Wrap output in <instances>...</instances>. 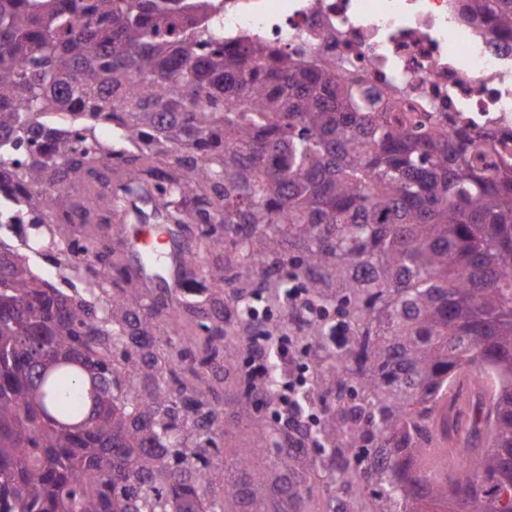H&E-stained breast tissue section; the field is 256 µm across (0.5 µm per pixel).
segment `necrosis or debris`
<instances>
[{
  "instance_id": "4bbe7bcc",
  "label": "necrosis or debris",
  "mask_w": 512,
  "mask_h": 512,
  "mask_svg": "<svg viewBox=\"0 0 512 512\" xmlns=\"http://www.w3.org/2000/svg\"><path fill=\"white\" fill-rule=\"evenodd\" d=\"M459 0H224L225 34L303 48L419 119L512 159V40L466 23Z\"/></svg>"
}]
</instances>
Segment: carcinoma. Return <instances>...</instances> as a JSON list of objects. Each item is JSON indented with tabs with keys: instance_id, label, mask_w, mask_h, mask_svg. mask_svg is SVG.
Here are the masks:
<instances>
[{
	"instance_id": "cac0c4a2",
	"label": "carcinoma",
	"mask_w": 512,
	"mask_h": 512,
	"mask_svg": "<svg viewBox=\"0 0 512 512\" xmlns=\"http://www.w3.org/2000/svg\"><path fill=\"white\" fill-rule=\"evenodd\" d=\"M461 15L512 38V0ZM112 127V141L100 129ZM368 101L351 79L253 35L224 39V0H0V195L27 253L0 242V512H265L272 481L224 483L214 368L253 336L315 349L322 460L256 423L278 471L363 495L365 512H512V164ZM166 224L171 295L126 263L112 225ZM63 268L65 287L29 254ZM301 288L324 310L293 306ZM486 385L460 425L467 469L423 459L446 390ZM245 382L272 405L279 376Z\"/></svg>"
}]
</instances>
